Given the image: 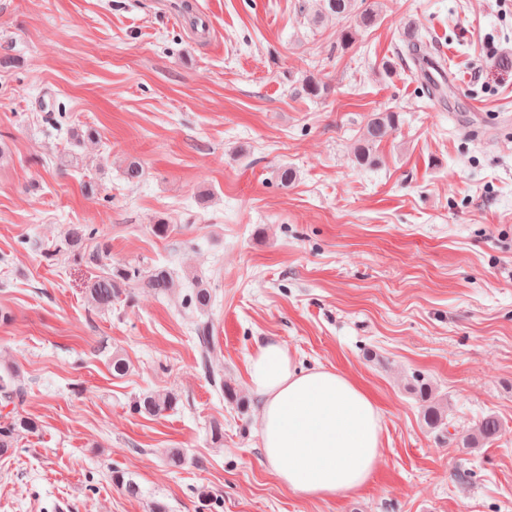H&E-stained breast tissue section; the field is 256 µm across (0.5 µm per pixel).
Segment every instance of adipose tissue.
<instances>
[{"instance_id":"adipose-tissue-1","label":"adipose tissue","mask_w":512,"mask_h":512,"mask_svg":"<svg viewBox=\"0 0 512 512\" xmlns=\"http://www.w3.org/2000/svg\"><path fill=\"white\" fill-rule=\"evenodd\" d=\"M248 385L260 401L265 458L277 481L311 499L353 495L382 458L378 405L351 378L333 369H303L288 348L270 339L248 360Z\"/></svg>"}]
</instances>
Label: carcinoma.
<instances>
[{"label":"carcinoma","instance_id":"1","mask_svg":"<svg viewBox=\"0 0 512 512\" xmlns=\"http://www.w3.org/2000/svg\"><path fill=\"white\" fill-rule=\"evenodd\" d=\"M355 0H318V13L330 14L336 20L342 22L337 31V44L343 49L352 47L358 40V36L375 26L379 19V10L372 4L362 9H355ZM398 58L407 59L422 67L432 63L430 57L428 39L421 31L408 35L403 51L398 53ZM305 95L313 98L323 96L328 92V85L315 77L303 80L301 86ZM399 123V113L391 110L373 113L366 125V131L362 143L356 151V161L359 165H369L374 162L372 148L375 144L389 137ZM99 229L93 224H72L69 226L64 240L54 249H45L46 258H51L61 250H66L73 260L79 263L92 264L99 260V253L86 251L85 245L97 238ZM138 286L147 288L155 293L164 294L175 287V282L170 270L162 265L154 266L148 274H142L135 266H117L112 272L95 279L88 287V303L101 310H109L112 304L121 297L129 296V288ZM213 294L210 288L198 284L189 295L184 297L181 307L191 311L203 312L212 303ZM193 333L202 348L203 363L210 381L214 386L224 391V396L232 399L234 392L231 386L224 382L222 369L213 363L211 354L213 351V327L208 321H196L192 326ZM415 388L423 402V419L426 425L440 433L448 429V414L436 399L432 386L421 377H416ZM27 384L19 367L6 364L0 366V407L5 408L24 401L27 396ZM178 398L172 392H151L142 395L133 402V410L147 416H158L175 407ZM38 429L36 421L5 414L0 417V457H9L16 451L18 436L23 433H33ZM501 427L497 417L488 415L484 417L474 434L461 437L460 444L463 448H476L482 443L494 441ZM112 483L121 487L124 492L136 497L139 494V486L136 482L126 478L125 473L119 470L111 471Z\"/></svg>","mask_w":512,"mask_h":512}]
</instances>
